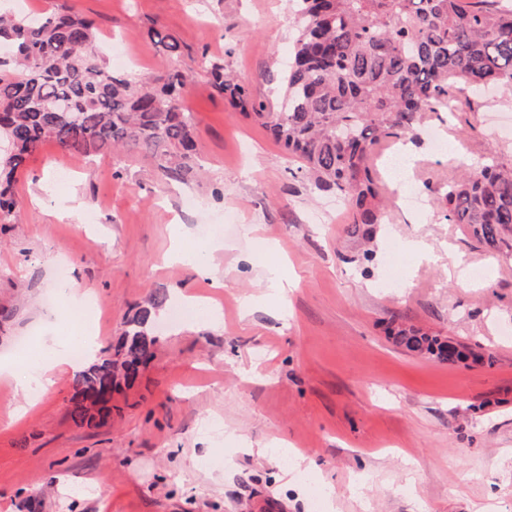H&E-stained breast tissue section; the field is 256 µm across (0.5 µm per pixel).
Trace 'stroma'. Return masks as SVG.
<instances>
[{"mask_svg": "<svg viewBox=\"0 0 512 512\" xmlns=\"http://www.w3.org/2000/svg\"><path fill=\"white\" fill-rule=\"evenodd\" d=\"M63 5L95 20L104 49L123 43L130 58L113 62L115 74L148 86L169 66L190 75L183 104L197 155L180 182L140 153L85 158L47 142L18 172L20 204L0 224V305L25 303L0 362L27 363L17 339L37 349L44 335L62 338V279L94 291L104 346L155 290L168 302L152 360L101 428L68 415L71 365L35 399L0 382V512H314L324 482L330 512H512V340L502 338L512 257L479 247L437 201L484 157L512 158V93L452 117L423 114L408 179L423 206L390 198L365 272L339 195L300 172L251 109L282 95L295 0H0L22 14ZM154 28L176 38L175 57ZM212 63L246 88L248 105L214 87ZM175 224L194 247L214 248L221 287L167 261ZM287 275V301L271 299ZM188 294L209 300L216 324L175 323ZM393 322L482 359L448 365L406 351L387 334ZM213 418L223 438L204 430ZM276 439L307 456L310 483L257 454ZM357 473L365 490L350 487Z\"/></svg>", "mask_w": 512, "mask_h": 512, "instance_id": "35a3bbf8", "label": "stroma"}]
</instances>
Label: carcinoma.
<instances>
[{
  "label": "carcinoma",
  "instance_id": "cac0c4a2",
  "mask_svg": "<svg viewBox=\"0 0 512 512\" xmlns=\"http://www.w3.org/2000/svg\"><path fill=\"white\" fill-rule=\"evenodd\" d=\"M297 37L288 60L280 110L255 116L299 169L334 188L352 216L351 234L369 236L388 220L371 158L383 142L416 135L426 112H456L471 87L512 90V3L503 0H297ZM165 52L177 40L159 29ZM0 223L18 205L12 183L44 142L79 155L139 149L172 179L190 171L197 143L181 102L189 78L168 70L152 86L112 74L96 47L94 25L66 6L42 16L0 15ZM111 74L105 82L101 74ZM215 86L239 102L243 85L213 64ZM446 219L464 224L478 244L512 254V163L497 156L448 184ZM157 291L125 316L116 345L74 376L69 414L97 428L112 412V394L131 385L154 356ZM410 352L448 364L481 356L448 338L412 327L392 329Z\"/></svg>",
  "mask_w": 512,
  "mask_h": 512
}]
</instances>
